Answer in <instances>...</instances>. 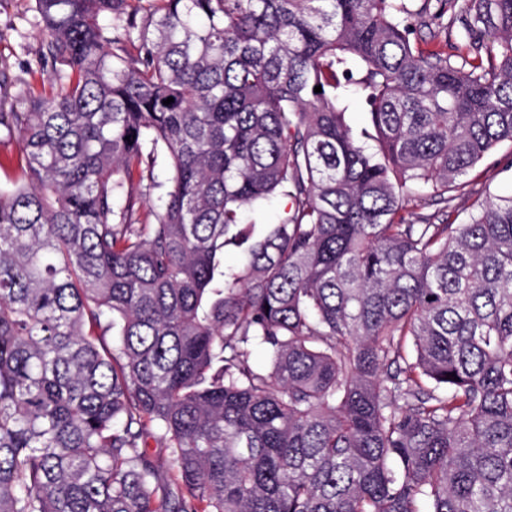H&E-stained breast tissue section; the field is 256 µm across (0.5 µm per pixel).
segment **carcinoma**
Here are the masks:
<instances>
[{"label": "carcinoma", "mask_w": 512, "mask_h": 512, "mask_svg": "<svg viewBox=\"0 0 512 512\" xmlns=\"http://www.w3.org/2000/svg\"><path fill=\"white\" fill-rule=\"evenodd\" d=\"M143 2L0 93V512H512V0ZM422 38L428 42L427 47L430 49L439 50L444 52L445 54L451 55L456 54V47L460 45L461 40L457 34V32H453L450 34H446L445 32L439 33L438 37L434 39H430V34L428 29H423ZM346 119L353 134L357 138L364 140V131H370V126L368 116L360 103L358 94L356 93H353L350 96V107L346 114ZM512 162V143L505 142L497 147L485 165L478 167L467 179L475 182L478 190H490L500 195L512 192V169L504 171Z\"/></svg>", "instance_id": "1"}]
</instances>
